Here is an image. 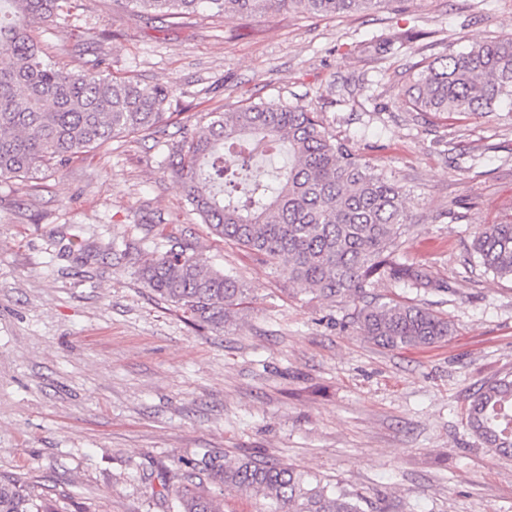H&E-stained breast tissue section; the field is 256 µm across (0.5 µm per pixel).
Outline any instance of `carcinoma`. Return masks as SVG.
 Wrapping results in <instances>:
<instances>
[{
  "mask_svg": "<svg viewBox=\"0 0 512 512\" xmlns=\"http://www.w3.org/2000/svg\"><path fill=\"white\" fill-rule=\"evenodd\" d=\"M71 0H0V179H32L48 165L72 159L113 139L151 130L165 119L168 91L103 74L104 59L79 72L52 62L29 34L34 23L65 16ZM142 12L188 19L205 7L224 16L288 10L317 17L358 15L396 0H124ZM406 43L400 32L380 36L374 51ZM409 108L422 115L491 113L512 102V35L465 52L416 63L406 79ZM269 154L288 146L295 162L269 183L239 181L238 161L255 146ZM166 169L211 232L251 252L288 284L314 299L358 303L349 324L388 349L429 347L454 333L448 317L417 304L380 301L371 288L383 278L413 288H441L431 272L397 259L411 223L408 191L371 166L326 129L305 105L249 103L186 127ZM472 250L483 267L512 279V222L486 224ZM139 280L159 298L214 329L242 304L247 288L235 275L199 258L191 245L147 255ZM466 426L481 443L512 452V380L483 385L465 408ZM201 470L227 490L253 492L273 512H383L366 499L291 466L250 457ZM177 512H222L210 494L185 486ZM0 512H59L56 501L21 481L0 478Z\"/></svg>",
  "mask_w": 512,
  "mask_h": 512,
  "instance_id": "carcinoma-1",
  "label": "carcinoma"
}]
</instances>
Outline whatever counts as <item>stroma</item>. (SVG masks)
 <instances>
[{
    "mask_svg": "<svg viewBox=\"0 0 512 512\" xmlns=\"http://www.w3.org/2000/svg\"><path fill=\"white\" fill-rule=\"evenodd\" d=\"M32 34L72 71L169 89L158 133L129 135L21 182L0 180V477L61 512H176L175 490L223 512H270L223 491L198 460L251 456L343 483L385 512H512V455L485 447L463 413L512 376V280L474 257V232L512 220V112L423 116L404 97L422 57L512 34V0H399L314 19L280 11L182 23L123 0H72ZM395 26L413 37L385 56ZM308 105L410 193L401 262L438 275L426 291L385 279L374 296L442 313L448 341L388 350L348 325L355 305L290 290L213 236L164 169L184 126L258 101ZM80 236L86 251L71 249ZM247 283L223 329L201 327L115 258L143 236Z\"/></svg>",
    "mask_w": 512,
    "mask_h": 512,
    "instance_id": "1",
    "label": "stroma"
}]
</instances>
